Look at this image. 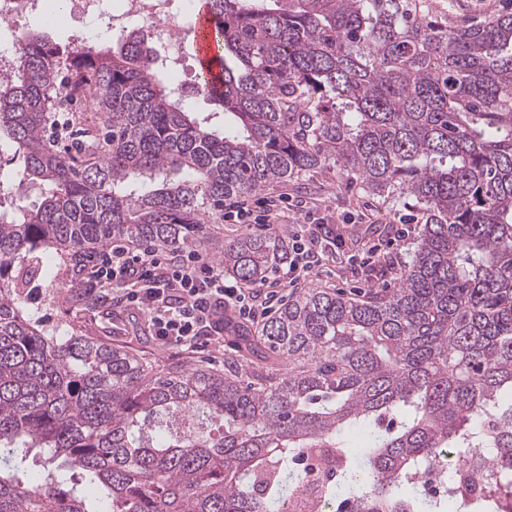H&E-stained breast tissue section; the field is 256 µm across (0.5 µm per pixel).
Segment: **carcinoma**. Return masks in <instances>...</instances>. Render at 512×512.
Here are the masks:
<instances>
[{"instance_id": "obj_1", "label": "carcinoma", "mask_w": 512, "mask_h": 512, "mask_svg": "<svg viewBox=\"0 0 512 512\" xmlns=\"http://www.w3.org/2000/svg\"><path fill=\"white\" fill-rule=\"evenodd\" d=\"M208 2L223 89L198 94L220 112L196 111L131 37L29 32L0 77L12 178L39 194L0 206V512H512V9L457 24L432 0ZM62 121L70 146L50 137ZM324 170L418 212L395 287L310 288L222 371L155 369L23 315L41 249L192 247L224 199ZM287 250L247 233L218 264L251 285ZM255 351L288 368L242 380ZM304 450L340 469L314 499ZM483 454L498 475L471 503L456 473ZM439 465L443 500L418 479Z\"/></svg>"}]
</instances>
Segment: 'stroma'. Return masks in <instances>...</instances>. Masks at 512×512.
I'll return each instance as SVG.
<instances>
[{"instance_id": "35a3bbf8", "label": "stroma", "mask_w": 512, "mask_h": 512, "mask_svg": "<svg viewBox=\"0 0 512 512\" xmlns=\"http://www.w3.org/2000/svg\"><path fill=\"white\" fill-rule=\"evenodd\" d=\"M283 193L302 197L307 202L305 212L297 215V222L334 224L348 235L339 260L330 262L324 272L312 276L309 287L361 295L394 286L395 276L391 273L368 279L366 267L360 266L357 258L368 246L393 237L401 224L407 223L408 209L364 195L356 186L339 180L332 170L302 176L297 184L284 182L267 187L263 192L248 194L247 199L254 202ZM56 266L58 276L37 278L28 286L25 309L30 318L57 336L78 330L103 342L129 347L144 361L162 367L172 362H186L220 369L225 358L235 352L241 336L255 327L251 321H234L219 349L193 352L165 347L155 340L146 317L115 315L91 299L76 300L81 277L76 273L74 257L57 258Z\"/></svg>"}]
</instances>
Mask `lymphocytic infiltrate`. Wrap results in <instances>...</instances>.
<instances>
[{
    "label": "lymphocytic infiltrate",
    "mask_w": 512,
    "mask_h": 512,
    "mask_svg": "<svg viewBox=\"0 0 512 512\" xmlns=\"http://www.w3.org/2000/svg\"><path fill=\"white\" fill-rule=\"evenodd\" d=\"M290 210L287 197L280 196L255 206L244 201L225 205L224 217L267 229L289 223ZM343 245V236L328 225L294 226L287 259L272 268L263 287L277 290L307 281L321 271L324 257L336 255ZM87 277L95 302L144 315L155 338L169 347H223L227 324L267 314L257 304V290L226 281L223 269L196 250L116 245Z\"/></svg>",
    "instance_id": "1"
}]
</instances>
